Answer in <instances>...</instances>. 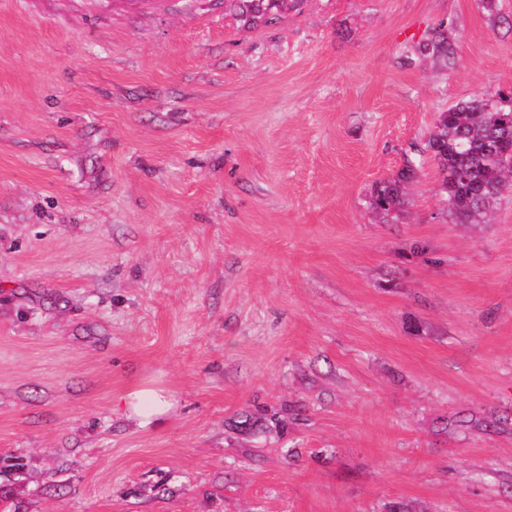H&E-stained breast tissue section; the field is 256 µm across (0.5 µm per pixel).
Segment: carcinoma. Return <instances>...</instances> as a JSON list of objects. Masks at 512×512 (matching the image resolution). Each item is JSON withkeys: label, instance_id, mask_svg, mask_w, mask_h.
Masks as SVG:
<instances>
[{"label": "carcinoma", "instance_id": "obj_1", "mask_svg": "<svg viewBox=\"0 0 512 512\" xmlns=\"http://www.w3.org/2000/svg\"><path fill=\"white\" fill-rule=\"evenodd\" d=\"M245 23L254 25L283 0H234ZM452 33L439 26L409 50L410 60L448 64ZM512 134V95L487 92L439 113L419 154L436 162L446 208L456 224H485L505 192L512 191V168L498 158L500 138ZM423 160L409 161L395 175L376 184L371 206L384 224L406 217L408 190Z\"/></svg>", "mask_w": 512, "mask_h": 512}]
</instances>
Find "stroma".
I'll return each mask as SVG.
<instances>
[{
    "label": "stroma",
    "instance_id": "1",
    "mask_svg": "<svg viewBox=\"0 0 512 512\" xmlns=\"http://www.w3.org/2000/svg\"><path fill=\"white\" fill-rule=\"evenodd\" d=\"M495 4L0 0L11 512H512V195L453 223L429 160L370 207L512 94ZM442 22L455 66L409 63ZM246 24L254 25L273 9L283 4V0H233ZM170 406L166 394L152 389H140L122 399L123 409L142 426L163 415Z\"/></svg>",
    "mask_w": 512,
    "mask_h": 512
}]
</instances>
